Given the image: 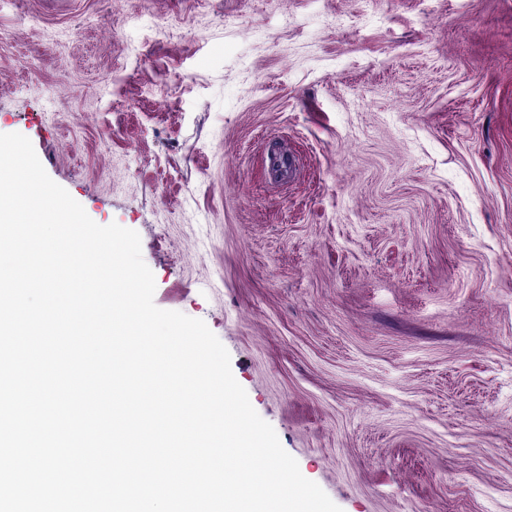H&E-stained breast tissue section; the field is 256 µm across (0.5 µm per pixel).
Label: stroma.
I'll use <instances>...</instances> for the list:
<instances>
[{
    "mask_svg": "<svg viewBox=\"0 0 512 512\" xmlns=\"http://www.w3.org/2000/svg\"><path fill=\"white\" fill-rule=\"evenodd\" d=\"M8 133L342 512H512V0H0Z\"/></svg>",
    "mask_w": 512,
    "mask_h": 512,
    "instance_id": "stroma-1",
    "label": "stroma"
}]
</instances>
